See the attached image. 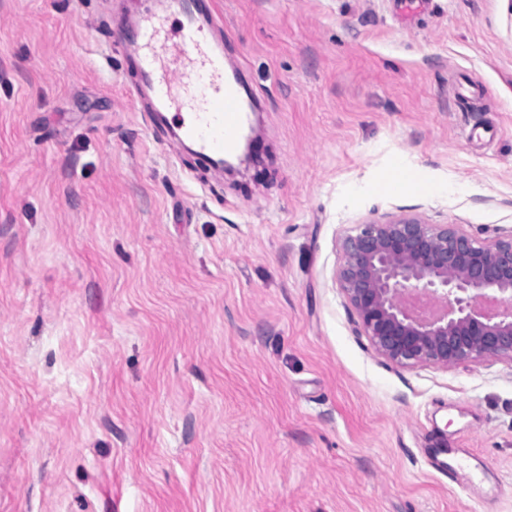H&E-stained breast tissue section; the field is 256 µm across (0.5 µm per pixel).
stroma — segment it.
<instances>
[{
  "mask_svg": "<svg viewBox=\"0 0 512 512\" xmlns=\"http://www.w3.org/2000/svg\"><path fill=\"white\" fill-rule=\"evenodd\" d=\"M203 8L259 97L229 175L121 0H0V512H512V362L395 366L336 284L359 224L512 236V0Z\"/></svg>",
  "mask_w": 512,
  "mask_h": 512,
  "instance_id": "1",
  "label": "stroma"
}]
</instances>
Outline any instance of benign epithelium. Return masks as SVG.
<instances>
[{"instance_id": "obj_1", "label": "benign epithelium", "mask_w": 512, "mask_h": 512, "mask_svg": "<svg viewBox=\"0 0 512 512\" xmlns=\"http://www.w3.org/2000/svg\"><path fill=\"white\" fill-rule=\"evenodd\" d=\"M341 291L374 350L399 367L512 361V237L450 224H360L342 242Z\"/></svg>"}]
</instances>
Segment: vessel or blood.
Wrapping results in <instances>:
<instances>
[{"label": "vessel or blood", "mask_w": 512, "mask_h": 512, "mask_svg": "<svg viewBox=\"0 0 512 512\" xmlns=\"http://www.w3.org/2000/svg\"><path fill=\"white\" fill-rule=\"evenodd\" d=\"M218 23L196 18L194 0H184L175 31L166 19L146 12L134 17V53L139 60L138 92H151L157 111L179 113L180 139L206 162L238 153L249 107L235 78L224 71V51L212 43Z\"/></svg>", "instance_id": "1"}]
</instances>
